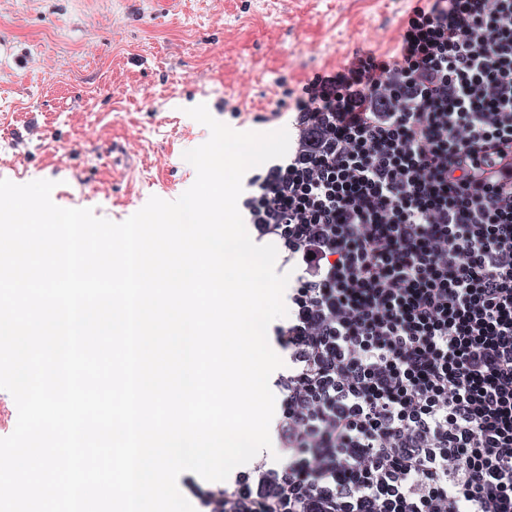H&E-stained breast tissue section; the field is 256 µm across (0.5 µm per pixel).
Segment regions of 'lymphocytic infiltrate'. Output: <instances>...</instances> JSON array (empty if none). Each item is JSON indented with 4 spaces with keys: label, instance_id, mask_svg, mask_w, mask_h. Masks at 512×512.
<instances>
[{
    "label": "lymphocytic infiltrate",
    "instance_id": "obj_1",
    "mask_svg": "<svg viewBox=\"0 0 512 512\" xmlns=\"http://www.w3.org/2000/svg\"><path fill=\"white\" fill-rule=\"evenodd\" d=\"M395 42L307 78L249 182L275 453L182 474L196 512H512V0H415Z\"/></svg>",
    "mask_w": 512,
    "mask_h": 512
}]
</instances>
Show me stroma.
Returning <instances> with one entry per match:
<instances>
[{
  "mask_svg": "<svg viewBox=\"0 0 512 512\" xmlns=\"http://www.w3.org/2000/svg\"><path fill=\"white\" fill-rule=\"evenodd\" d=\"M411 0H0V178L119 223L195 181L210 136L290 128L278 100L361 47L392 52Z\"/></svg>",
  "mask_w": 512,
  "mask_h": 512,
  "instance_id": "1",
  "label": "stroma"
}]
</instances>
